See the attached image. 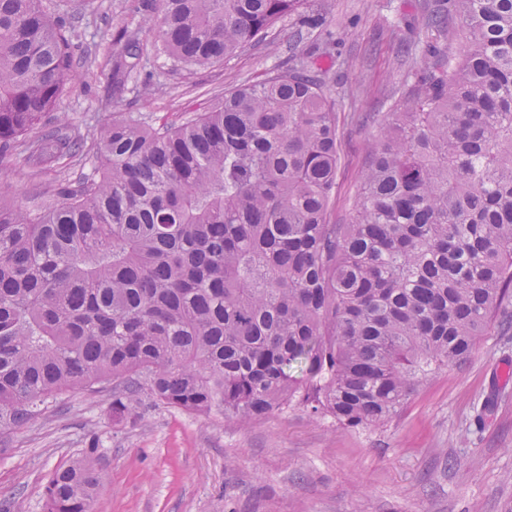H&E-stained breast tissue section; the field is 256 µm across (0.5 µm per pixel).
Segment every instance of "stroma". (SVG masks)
Instances as JSON below:
<instances>
[{
	"mask_svg": "<svg viewBox=\"0 0 512 512\" xmlns=\"http://www.w3.org/2000/svg\"><path fill=\"white\" fill-rule=\"evenodd\" d=\"M430 0H308L328 28L275 24L266 42L224 63L174 68L157 60L112 92V32L129 0H44L76 47L75 77L60 113L71 134L96 135L115 112L175 120L225 91L308 55L329 65L341 162L331 217L346 223L361 188L375 117L398 111L401 89L419 74L420 40L445 51L455 34L427 25ZM335 30L328 43L327 30ZM93 159H66L35 177L0 161V202L78 181ZM111 386L74 390L57 407L12 431L0 450V512H44L45 486L62 464L99 439L102 477L93 512H512V305L499 312L464 360L426 378L387 423L347 427L292 407L256 420L190 414L143 402L135 418L112 420Z\"/></svg>",
	"mask_w": 512,
	"mask_h": 512,
	"instance_id": "35a3bbf8",
	"label": "stroma"
}]
</instances>
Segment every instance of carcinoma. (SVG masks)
<instances>
[{"label":"carcinoma","mask_w":512,"mask_h":512,"mask_svg":"<svg viewBox=\"0 0 512 512\" xmlns=\"http://www.w3.org/2000/svg\"><path fill=\"white\" fill-rule=\"evenodd\" d=\"M306 0H139L155 53L213 66ZM458 58L430 63L379 120L356 208L331 221L341 132L310 56L177 122L121 112L87 143L40 129L73 79L42 0H0V159L94 172L0 205V431L73 389L260 419L299 405L385 424L422 380L465 359L512 298V0H436ZM140 27L113 34L112 84L145 69ZM92 440L57 468L45 512H91Z\"/></svg>","instance_id":"1"}]
</instances>
